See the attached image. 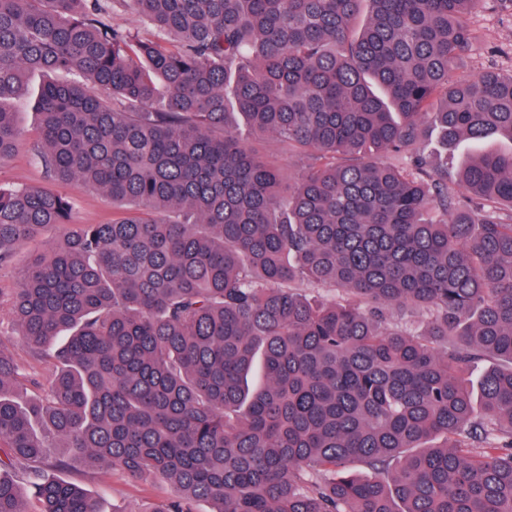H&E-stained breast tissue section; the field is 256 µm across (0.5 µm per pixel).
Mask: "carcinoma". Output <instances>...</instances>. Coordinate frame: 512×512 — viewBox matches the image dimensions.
<instances>
[{
    "mask_svg": "<svg viewBox=\"0 0 512 512\" xmlns=\"http://www.w3.org/2000/svg\"><path fill=\"white\" fill-rule=\"evenodd\" d=\"M115 2L151 37L0 0V165L40 73L53 184L0 188V268L60 231L0 288V512H101L72 462L169 482L141 512H512V70L450 77L512 0ZM429 136L507 147L462 199ZM73 182L121 212L73 223ZM2 320V322H1ZM1 334L9 338L10 345L23 362L29 360L26 347L23 343L22 337L19 336L18 330L13 326L9 319L8 308L6 304L0 306V337Z\"/></svg>",
    "mask_w": 512,
    "mask_h": 512,
    "instance_id": "1",
    "label": "carcinoma"
}]
</instances>
